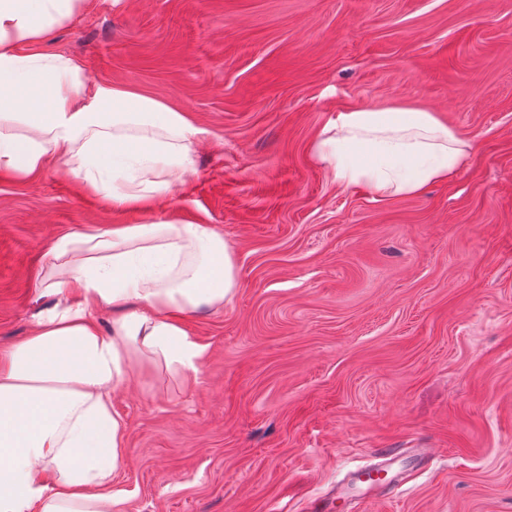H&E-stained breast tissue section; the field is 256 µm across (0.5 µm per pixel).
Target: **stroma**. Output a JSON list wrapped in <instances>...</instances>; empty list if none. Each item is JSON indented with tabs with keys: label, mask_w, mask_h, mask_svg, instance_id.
Segmentation results:
<instances>
[{
	"label": "stroma",
	"mask_w": 512,
	"mask_h": 512,
	"mask_svg": "<svg viewBox=\"0 0 512 512\" xmlns=\"http://www.w3.org/2000/svg\"><path fill=\"white\" fill-rule=\"evenodd\" d=\"M46 47L201 135L138 207L59 164L0 173V349L56 304L35 284L67 234L207 224L240 281L181 318L197 382L144 368L112 394L125 512H316L384 450L404 489L354 512H512V0H89ZM388 103L436 112L468 167L385 203L336 185L314 140Z\"/></svg>",
	"instance_id": "1"
}]
</instances>
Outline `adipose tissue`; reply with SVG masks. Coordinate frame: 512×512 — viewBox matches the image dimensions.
Here are the masks:
<instances>
[{
    "label": "adipose tissue",
    "instance_id": "adipose-tissue-1",
    "mask_svg": "<svg viewBox=\"0 0 512 512\" xmlns=\"http://www.w3.org/2000/svg\"><path fill=\"white\" fill-rule=\"evenodd\" d=\"M87 0H0V172L25 179L63 163L113 208L169 192L193 169L200 130L126 87L88 90L83 67L43 49ZM470 144L435 112L397 103L337 111L313 143L336 184L381 203L420 194L467 166ZM44 289L63 304L0 353V512H125L110 490L125 469L112 394L135 368L197 380L210 356L180 316L220 308L235 257L207 224L168 220L65 235ZM111 306L110 334L94 311Z\"/></svg>",
    "mask_w": 512,
    "mask_h": 512
}]
</instances>
